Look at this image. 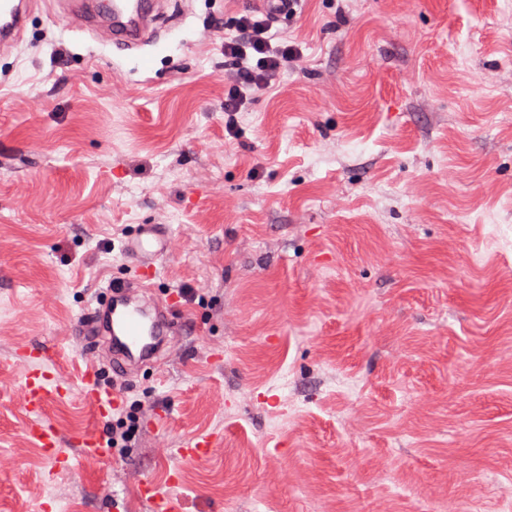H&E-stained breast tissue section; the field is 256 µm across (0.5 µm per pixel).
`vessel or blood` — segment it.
<instances>
[{"label": "vessel or blood", "mask_w": 512, "mask_h": 512, "mask_svg": "<svg viewBox=\"0 0 512 512\" xmlns=\"http://www.w3.org/2000/svg\"><path fill=\"white\" fill-rule=\"evenodd\" d=\"M40 0H0V53L10 50L24 36L29 18ZM73 27L93 34H103L114 43L129 50L144 47L161 49L157 27L159 15L167 13L170 0H113L111 9H102L99 0H47ZM169 234L164 225L141 224L127 237L124 251L140 268L139 277L111 278L104 288L105 299L87 302L77 318L81 343L96 349L100 342H108L112 350L113 366L129 372L143 362H157L164 346L176 333L175 298L158 297L154 282L158 277V261L165 255ZM97 366H89L82 375V385L97 407L99 417H107L119 409L123 394L115 389L105 391L98 385ZM51 374L36 369L26 377V391L32 420L28 431L51 457H58L61 439L49 426L39 420L50 391ZM139 497L154 504L157 512H180L179 502L160 497L158 487L150 481L138 486Z\"/></svg>", "instance_id": "vessel-or-blood-1"}]
</instances>
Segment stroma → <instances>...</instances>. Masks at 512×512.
Listing matches in <instances>:
<instances>
[{"mask_svg":"<svg viewBox=\"0 0 512 512\" xmlns=\"http://www.w3.org/2000/svg\"><path fill=\"white\" fill-rule=\"evenodd\" d=\"M252 7L177 0L146 70L44 5L0 54V512H151L148 479L183 512H512V0H298L269 35L301 57L229 132ZM139 224L170 225L159 281L195 297L122 382L76 318L136 274ZM33 347L69 384L63 453L127 411L135 441L49 460ZM93 362L125 392L105 420ZM98 373L97 366L89 365L82 374V389L95 399L98 416L105 418L110 415L111 411L117 410L123 405L124 395L116 389L103 391L97 385ZM50 379V372L43 369H35L27 374L25 385L28 395L29 412L35 415L31 419L28 431L30 435L41 443V446L49 456L57 459L59 448L61 447V439L52 428L39 421L40 414L50 398V391L48 389Z\"/></svg>","mask_w":512,"mask_h":512,"instance_id":"obj_1","label":"stroma"}]
</instances>
